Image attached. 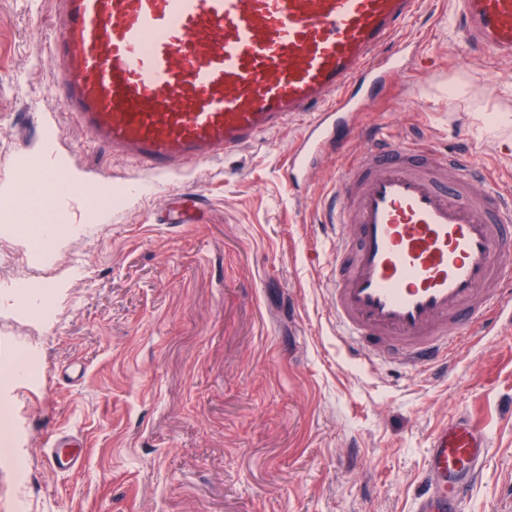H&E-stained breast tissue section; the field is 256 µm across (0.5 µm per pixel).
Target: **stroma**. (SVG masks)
Returning a JSON list of instances; mask_svg holds the SVG:
<instances>
[{
	"label": "stroma",
	"mask_w": 512,
	"mask_h": 512,
	"mask_svg": "<svg viewBox=\"0 0 512 512\" xmlns=\"http://www.w3.org/2000/svg\"><path fill=\"white\" fill-rule=\"evenodd\" d=\"M455 10L422 0L406 81L303 180L286 174L301 119L156 180L88 145L54 93L56 0H0V363L32 368L0 376L24 459L0 461V512H412L429 437L460 410L493 445L467 512H512V314L436 377L348 359L326 303L325 203L366 133L481 154L512 192V61L461 53ZM186 196L200 220L160 223ZM48 219L64 234L43 247ZM46 285L30 317L18 299ZM53 434L78 439L79 470L51 465Z\"/></svg>",
	"instance_id": "stroma-1"
}]
</instances>
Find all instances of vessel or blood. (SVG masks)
<instances>
[{
    "instance_id": "1",
    "label": "vessel or blood",
    "mask_w": 512,
    "mask_h": 512,
    "mask_svg": "<svg viewBox=\"0 0 512 512\" xmlns=\"http://www.w3.org/2000/svg\"><path fill=\"white\" fill-rule=\"evenodd\" d=\"M54 88L89 144L163 178L217 161L309 115L288 170L307 173L400 72L392 45L419 0H57ZM457 45L512 58V0H459ZM474 154L371 138L336 183L328 308L354 359L394 348L410 365L448 362L455 329L512 308V196ZM491 451L457 415L429 438L414 512H465ZM49 460L81 468L57 435Z\"/></svg>"
}]
</instances>
